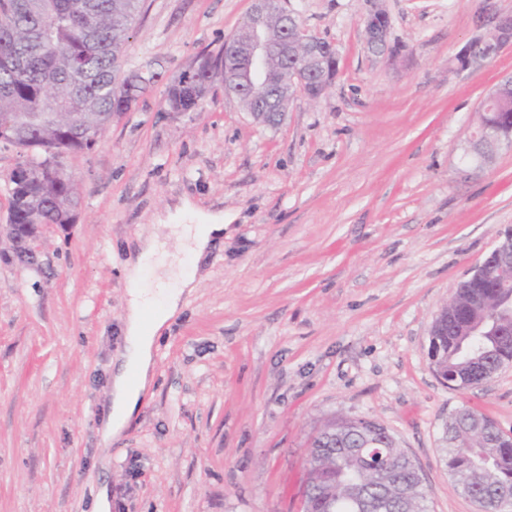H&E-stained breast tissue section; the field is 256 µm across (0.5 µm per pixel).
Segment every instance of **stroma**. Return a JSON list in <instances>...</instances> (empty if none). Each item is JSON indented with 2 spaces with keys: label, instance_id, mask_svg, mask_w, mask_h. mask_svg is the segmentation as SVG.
I'll return each mask as SVG.
<instances>
[{
  "label": "stroma",
  "instance_id": "stroma-1",
  "mask_svg": "<svg viewBox=\"0 0 512 512\" xmlns=\"http://www.w3.org/2000/svg\"><path fill=\"white\" fill-rule=\"evenodd\" d=\"M287 7L333 42L338 67L271 128L220 91L198 111L162 109L251 0H144L124 70L158 79L94 150L65 158L77 223L45 228L31 267L0 237V512H92L101 487L126 482L123 512H303L310 439L334 417L388 429L425 479L428 512H479L448 472L441 426L467 406L512 435V365L459 391L428 348L436 315L512 227V145L474 153L512 47L458 70L476 0ZM372 9L389 18L382 53L365 43ZM185 207L226 224L197 261L169 230ZM150 234L169 279L192 270L199 285L107 446L124 264Z\"/></svg>",
  "mask_w": 512,
  "mask_h": 512
}]
</instances>
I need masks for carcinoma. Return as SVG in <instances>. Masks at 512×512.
Masks as SVG:
<instances>
[{
    "mask_svg": "<svg viewBox=\"0 0 512 512\" xmlns=\"http://www.w3.org/2000/svg\"><path fill=\"white\" fill-rule=\"evenodd\" d=\"M141 0H0V50L22 57L0 61V143L43 147L26 155L21 180L8 178L10 217L67 224L80 206L74 180L50 171L49 149L89 152L114 113L132 110L156 75L132 74L117 96L113 62L122 57ZM191 82L172 83L168 112L197 109L223 73L224 47L205 54ZM481 124L509 131L512 95L482 106ZM512 263L492 270L479 288L459 287L433 326L434 372L467 391L512 360V335H495L512 315L498 310V283ZM448 470L462 492L487 512L512 506V437L485 415L464 408L445 424ZM427 492L412 460L383 425L331 419L313 437L307 467L306 512H425Z\"/></svg>",
    "mask_w": 512,
    "mask_h": 512,
    "instance_id": "cac0c4a2",
    "label": "carcinoma"
}]
</instances>
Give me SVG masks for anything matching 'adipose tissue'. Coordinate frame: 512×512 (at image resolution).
Returning a JSON list of instances; mask_svg holds the SVG:
<instances>
[{"instance_id":"adipose-tissue-1","label":"adipose tissue","mask_w":512,"mask_h":512,"mask_svg":"<svg viewBox=\"0 0 512 512\" xmlns=\"http://www.w3.org/2000/svg\"><path fill=\"white\" fill-rule=\"evenodd\" d=\"M165 253L152 237H138L134 253L125 263L128 300L124 319L125 344L111 376V405L100 434L103 442L119 436L137 414L141 397L153 381L154 352L162 329L181 310L183 297L196 286L190 275L180 276L177 286L157 280L142 284L145 267H163Z\"/></svg>"}]
</instances>
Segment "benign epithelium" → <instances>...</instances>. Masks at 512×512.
Returning a JSON list of instances; mask_svg holds the SVG:
<instances>
[{"mask_svg":"<svg viewBox=\"0 0 512 512\" xmlns=\"http://www.w3.org/2000/svg\"><path fill=\"white\" fill-rule=\"evenodd\" d=\"M478 18L482 19L484 31L474 37L457 56L458 68L462 71L475 68L489 60V55L480 52L484 47L493 49L497 56L512 44V15L502 14L496 9L495 0H478ZM277 4L285 16L293 15L286 7V0H252L248 13L250 26L248 36L233 41L224 39L226 47L247 57L250 61L248 76L239 78L242 86H255L260 83L265 64L274 55L300 56L303 64L284 71L276 91L267 88L260 93H251L247 98L235 95L255 122L263 126H278L286 117L288 103L306 83L309 71H318L329 56L337 57L333 44H324L323 39L308 33L302 25L294 28L291 36L279 43L270 39L265 27V20L272 4ZM366 43L372 51L387 47L389 20L385 13L373 11L364 20ZM41 224H9L6 231L12 243L17 260L26 265L38 261L36 243L42 232ZM512 259V228L507 229L503 239L490 255L472 270L471 278L479 280L484 277L486 265L492 260Z\"/></svg>","mask_w":512,"mask_h":512,"instance_id":"1","label":"benign epithelium"}]
</instances>
